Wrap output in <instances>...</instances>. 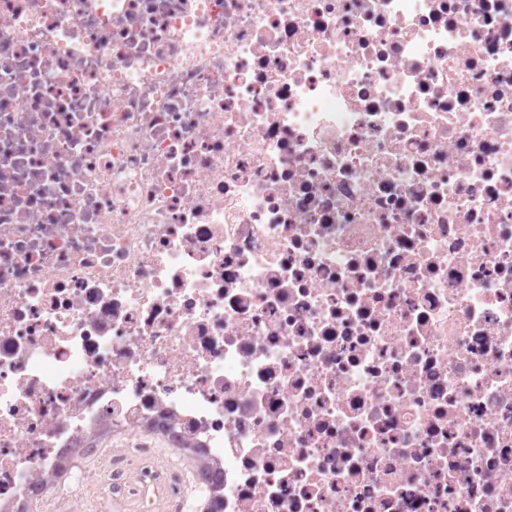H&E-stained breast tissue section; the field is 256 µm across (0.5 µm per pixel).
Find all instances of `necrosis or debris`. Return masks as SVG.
<instances>
[{
    "mask_svg": "<svg viewBox=\"0 0 512 512\" xmlns=\"http://www.w3.org/2000/svg\"><path fill=\"white\" fill-rule=\"evenodd\" d=\"M512 512V0H0V512Z\"/></svg>",
    "mask_w": 512,
    "mask_h": 512,
    "instance_id": "1",
    "label": "necrosis or debris"
}]
</instances>
